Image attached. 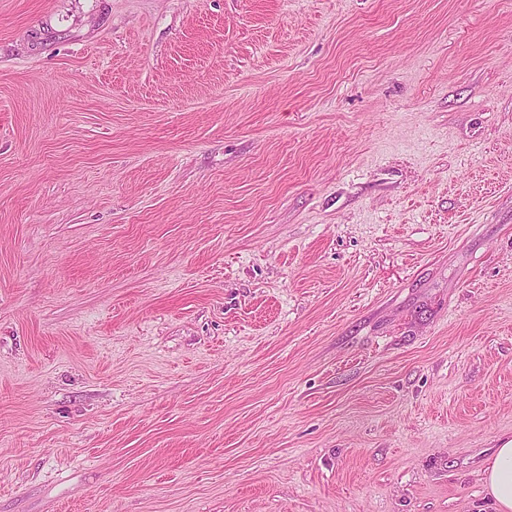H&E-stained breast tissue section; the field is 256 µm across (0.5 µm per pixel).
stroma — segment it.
<instances>
[{"label": "stroma", "mask_w": 512, "mask_h": 512, "mask_svg": "<svg viewBox=\"0 0 512 512\" xmlns=\"http://www.w3.org/2000/svg\"><path fill=\"white\" fill-rule=\"evenodd\" d=\"M512 0H0V512H496Z\"/></svg>", "instance_id": "35a3bbf8"}]
</instances>
